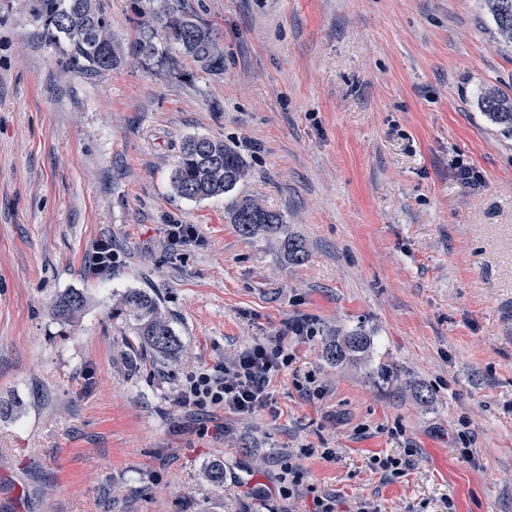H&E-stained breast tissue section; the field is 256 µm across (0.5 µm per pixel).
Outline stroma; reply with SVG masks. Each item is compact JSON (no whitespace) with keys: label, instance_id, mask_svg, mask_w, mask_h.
Returning <instances> with one entry per match:
<instances>
[{"label":"stroma","instance_id":"obj_1","mask_svg":"<svg viewBox=\"0 0 512 512\" xmlns=\"http://www.w3.org/2000/svg\"><path fill=\"white\" fill-rule=\"evenodd\" d=\"M185 8L220 35L223 74L167 47L69 67L23 0H0V399L24 405L0 420V512H307L316 493L338 512H512V137L477 107L487 88L512 95V48L483 0ZM193 135L238 148L237 194L284 215L303 265L277 237L243 236L223 199L173 192ZM171 224L196 243L168 246ZM103 239L108 276L91 263ZM70 288L89 299L74 327L51 315ZM129 288L158 296L180 360L123 357ZM294 321L314 337L289 339L271 405L211 407L198 435L176 403L187 373ZM360 326L368 355L329 363L326 340ZM382 364L392 381L369 377ZM303 448L288 499L279 477ZM405 453L401 476L372 465Z\"/></svg>","mask_w":512,"mask_h":512}]
</instances>
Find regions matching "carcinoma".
<instances>
[{
	"label": "carcinoma",
	"instance_id": "1",
	"mask_svg": "<svg viewBox=\"0 0 512 512\" xmlns=\"http://www.w3.org/2000/svg\"><path fill=\"white\" fill-rule=\"evenodd\" d=\"M183 0H160V6L140 10L138 37L124 52L112 41L109 0H26L28 20L41 31L46 46L68 65L95 72L112 71L125 61V55L152 58L159 46L177 49L201 71L224 72V50L213 30L184 11ZM498 42L512 46V0H486ZM486 116L512 135V96L494 88L486 89L478 101ZM248 176V164L232 145L208 136H190L180 147L170 176V185L180 197L227 200L230 223L244 236L259 232L276 235L285 224L284 216L264 209L235 195L239 183ZM288 263L298 266L307 258L305 242L290 235L286 241ZM86 295L76 289L59 294L52 307L53 318L64 325H75L83 315ZM120 315L129 320L132 337L128 353L138 361L147 357L178 358L181 343L162 311L159 299L142 288H129L121 298ZM372 337L360 328L325 344L327 359L337 365L365 352Z\"/></svg>",
	"mask_w": 512,
	"mask_h": 512
}]
</instances>
